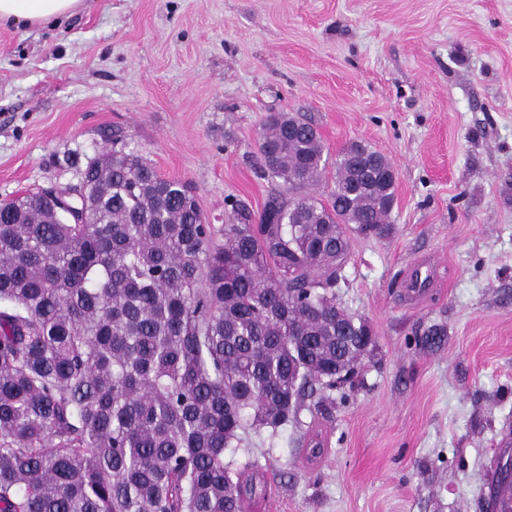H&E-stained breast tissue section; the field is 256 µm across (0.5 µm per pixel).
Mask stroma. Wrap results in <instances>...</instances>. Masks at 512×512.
<instances>
[{"label": "stroma", "instance_id": "1", "mask_svg": "<svg viewBox=\"0 0 512 512\" xmlns=\"http://www.w3.org/2000/svg\"><path fill=\"white\" fill-rule=\"evenodd\" d=\"M336 157L394 167L390 236H352L338 299L374 351L337 398L324 463L299 431L227 454L264 472L267 512H486L512 434V0H86L0 25V202L79 181L120 146L194 190L209 223L277 192L254 165L267 116ZM437 284L416 302V261Z\"/></svg>", "mask_w": 512, "mask_h": 512}]
</instances>
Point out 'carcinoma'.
Returning <instances> with one entry per match:
<instances>
[{"mask_svg":"<svg viewBox=\"0 0 512 512\" xmlns=\"http://www.w3.org/2000/svg\"><path fill=\"white\" fill-rule=\"evenodd\" d=\"M322 160L312 125L268 117L261 176L300 189ZM368 161L391 167L353 143L326 198L235 203L220 225L123 149L81 173L88 224L40 190L0 203V512H246L264 474L226 453L304 408L319 464L334 392L373 347L336 300L350 239L392 231L394 182ZM511 488L495 473L494 512Z\"/></svg>","mask_w":512,"mask_h":512,"instance_id":"obj_1","label":"carcinoma"}]
</instances>
